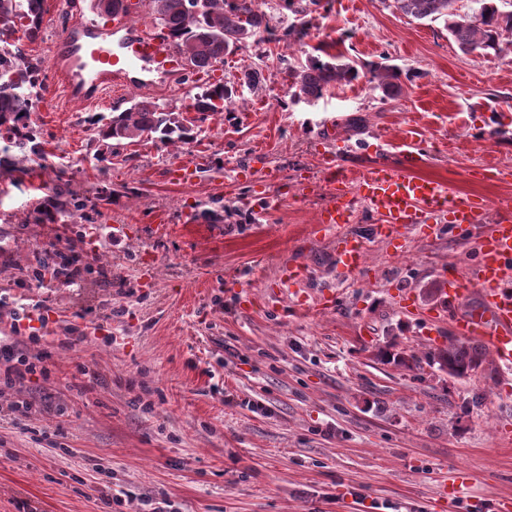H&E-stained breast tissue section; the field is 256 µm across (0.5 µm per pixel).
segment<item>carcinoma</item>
I'll return each instance as SVG.
<instances>
[{
    "label": "carcinoma",
    "mask_w": 512,
    "mask_h": 512,
    "mask_svg": "<svg viewBox=\"0 0 512 512\" xmlns=\"http://www.w3.org/2000/svg\"><path fill=\"white\" fill-rule=\"evenodd\" d=\"M159 25L197 68H216L224 57L248 46L260 34L273 33L274 16L259 10L254 0H145ZM404 15L419 21L441 20L461 51H479L503 57L512 52V39L502 36L512 29V0H474L477 22L460 16L457 0H394ZM46 0H0V54L9 61L0 65V170L8 175L28 174L33 158L45 154L44 142L29 121L30 112L45 80L44 62L29 56L22 40L33 42L41 29ZM369 82L391 98L401 91L400 72L376 65ZM291 96L297 101L320 99L332 83H350L360 77L353 62L339 53L331 55L323 44L312 47L305 65L287 72ZM233 86L221 81L189 95L186 117L146 99H131L109 119L91 118L98 141L106 147L129 140L153 139L163 146L187 145L197 138L208 117L233 111ZM428 365H438L448 375L462 377L485 361L483 348L471 341L451 339L448 347L425 355Z\"/></svg>",
    "instance_id": "1"
}]
</instances>
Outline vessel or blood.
I'll return each mask as SVG.
<instances>
[{
  "mask_svg": "<svg viewBox=\"0 0 512 512\" xmlns=\"http://www.w3.org/2000/svg\"><path fill=\"white\" fill-rule=\"evenodd\" d=\"M138 68L173 80L188 71L184 55L163 33L132 27L120 15L105 24L91 19L65 27L55 44L53 78L77 99H106ZM403 157L406 170L378 167L355 179L330 155L323 178L300 184L298 192L327 195L317 222L334 233L336 268L344 275L365 270L371 239L387 242L412 232L435 237L445 231L477 237L478 256L467 276L444 265L437 268L440 299L435 305L418 310L407 292L398 294L397 303L405 312L423 313L434 325H448L454 335L478 343L503 367H511L512 212L486 220L483 199L454 191L447 181L410 174L421 157L415 138H408ZM360 211L376 219L364 235L351 229Z\"/></svg>",
  "mask_w": 512,
  "mask_h": 512,
  "instance_id": "1",
  "label": "vessel or blood"
}]
</instances>
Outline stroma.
<instances>
[{
  "instance_id": "obj_1",
  "label": "stroma",
  "mask_w": 512,
  "mask_h": 512,
  "mask_svg": "<svg viewBox=\"0 0 512 512\" xmlns=\"http://www.w3.org/2000/svg\"><path fill=\"white\" fill-rule=\"evenodd\" d=\"M308 19L312 42L346 55L360 79L293 103L286 67L305 57L281 61L289 17L276 39L227 58L225 81L257 68L262 86H240L251 105L209 118L190 145L142 140L96 162L88 120L126 108L127 86L93 105L59 90L56 111L32 112L47 156L22 182L0 175V294L47 316L52 376L23 391L29 417H0V512H135L141 494L174 512H490L512 498V369L490 356L453 377L387 358L447 344L449 329L401 311L396 296L407 288L431 307L434 268H466L477 241L373 243L364 272L341 279L332 238L315 230L323 197L296 193L326 151L357 176L400 167L412 129L417 174L493 211L512 201V179L493 173L512 170V63L461 52L443 21L404 16L394 0H322ZM70 20L65 0H47L26 52L51 61ZM376 64L400 69L399 95L368 82ZM185 161L195 178L170 183L168 168ZM59 168L96 207L36 223V210L54 213ZM159 209L170 214L160 230ZM79 233L77 251L107 279L15 285V266ZM299 258L308 278L281 288ZM71 326L85 338L60 347ZM459 468L471 481L443 497Z\"/></svg>"
}]
</instances>
